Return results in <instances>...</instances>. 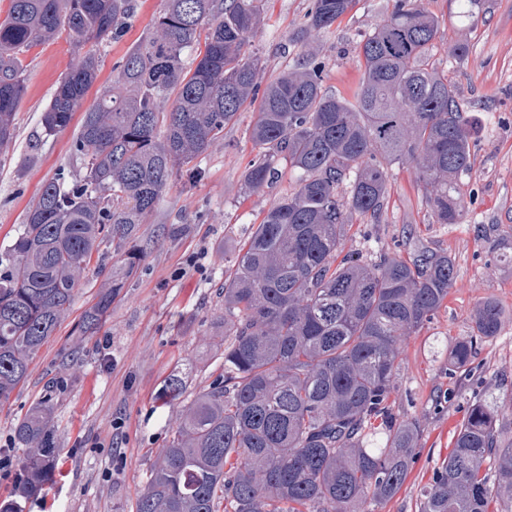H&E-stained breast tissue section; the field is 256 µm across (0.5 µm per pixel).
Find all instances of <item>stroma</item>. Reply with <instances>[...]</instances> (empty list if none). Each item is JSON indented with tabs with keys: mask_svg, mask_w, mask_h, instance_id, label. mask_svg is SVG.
Returning a JSON list of instances; mask_svg holds the SVG:
<instances>
[{
	"mask_svg": "<svg viewBox=\"0 0 512 512\" xmlns=\"http://www.w3.org/2000/svg\"><path fill=\"white\" fill-rule=\"evenodd\" d=\"M119 37L98 47L101 68L86 103L111 84L112 68L152 31L163 0H135ZM311 0H265V21L252 38L262 60L261 83L278 76L294 48L288 34L305 22ZM440 15L430 52L434 68L455 83L465 117L474 121L473 164L461 177L465 217L436 223L409 164L389 169V194L378 222L352 224L345 249L406 254L409 238L450 254L456 278L433 319L404 344L391 398L394 414L420 425L416 459L400 492L377 512H419L421 494L453 446L472 402L495 398L498 424L512 432V0H486L476 22L457 18L452 0H424ZM391 7L390 0H358L353 11L314 43L329 90L349 95L362 68L356 46ZM466 42L464 57L451 46ZM72 63L66 36L26 55V93L16 133L0 149V249L10 244L28 206L57 169L72 165L74 128L48 137L41 117ZM253 108L226 125L199 159L200 173L178 176L140 227L145 258L126 281L98 333L75 328L105 282L96 267L80 279L68 313L29 367L25 383L0 405V448L13 461L0 477V497L20 466L13 429L33 405L51 397L60 475L26 512H136L137 499L165 448L179 414L224 372V263L249 229L293 188L296 175L280 164L262 191L244 193L243 178L256 152L249 139ZM495 301L503 313L498 336L474 340L466 367L449 371L450 353L471 338L479 306ZM185 380L181 399L158 407L156 395L173 374Z\"/></svg>",
	"mask_w": 512,
	"mask_h": 512,
	"instance_id": "1",
	"label": "stroma"
}]
</instances>
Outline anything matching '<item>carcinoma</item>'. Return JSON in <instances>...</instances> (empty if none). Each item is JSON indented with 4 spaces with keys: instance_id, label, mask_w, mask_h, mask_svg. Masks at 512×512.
<instances>
[{
    "instance_id": "cac0c4a2",
    "label": "carcinoma",
    "mask_w": 512,
    "mask_h": 512,
    "mask_svg": "<svg viewBox=\"0 0 512 512\" xmlns=\"http://www.w3.org/2000/svg\"><path fill=\"white\" fill-rule=\"evenodd\" d=\"M355 4L312 0L303 30L288 38L299 60L262 89L250 38L263 0H165L151 34L86 109L101 65L94 46L122 29L133 0H10L0 23V147L26 92L22 55L65 32L74 58L42 128L55 136L82 112L71 155L83 170L73 179L63 166L45 182L0 250V403L55 334L92 257L111 246L123 273L78 325L82 336L97 332L144 257L139 225L244 105L259 101L246 188L261 190L282 160L298 173L230 258L224 375L181 415L137 512H375L406 480L419 426L392 412L394 374L404 341L448 299L455 262L420 244L375 260L342 245L353 221H378L393 163L413 165L436 223H461L458 177L472 167L475 127L448 74L429 65L440 20L422 0H392L359 42L352 95L326 91L312 40ZM474 324L480 339L498 335V304H482ZM472 345H455L452 367L466 365ZM183 393L174 374L157 400ZM499 409L471 404L421 512H488L490 500L512 495V437L498 427ZM53 428L49 397L17 420L22 472L0 512H24L52 482Z\"/></svg>"
}]
</instances>
